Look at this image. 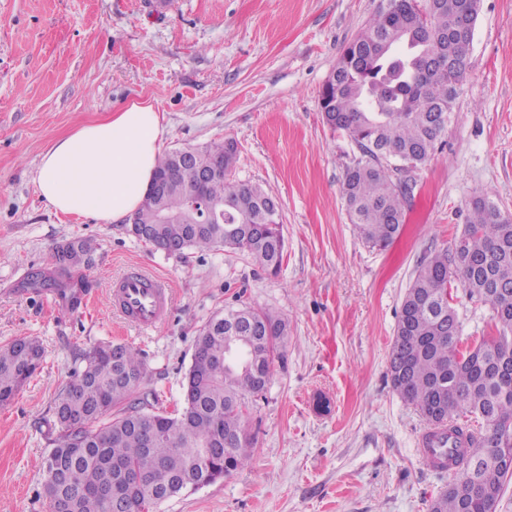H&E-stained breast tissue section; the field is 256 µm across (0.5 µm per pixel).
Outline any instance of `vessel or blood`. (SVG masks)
Instances as JSON below:
<instances>
[{
	"label": "vessel or blood",
	"mask_w": 512,
	"mask_h": 512,
	"mask_svg": "<svg viewBox=\"0 0 512 512\" xmlns=\"http://www.w3.org/2000/svg\"><path fill=\"white\" fill-rule=\"evenodd\" d=\"M110 293L113 310L125 323L145 332L157 328L172 307L166 281L137 267L114 281Z\"/></svg>",
	"instance_id": "1"
}]
</instances>
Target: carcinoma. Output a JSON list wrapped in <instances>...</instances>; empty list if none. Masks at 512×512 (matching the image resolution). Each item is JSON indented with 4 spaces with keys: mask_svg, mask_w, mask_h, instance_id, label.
<instances>
[{
    "mask_svg": "<svg viewBox=\"0 0 512 512\" xmlns=\"http://www.w3.org/2000/svg\"><path fill=\"white\" fill-rule=\"evenodd\" d=\"M469 0H380L361 35L345 49L339 83L324 85L322 96L334 110L331 129L345 132L360 153L345 173L343 197L350 223L372 247L385 248L405 223L412 187L393 178L425 164L448 125L458 86L467 73L424 68L432 46L453 41L459 12ZM238 154L232 139L201 146L193 167L219 162L223 174L202 185L204 201L224 203V223L193 232L188 224H159L157 210L184 213L189 181L176 177L154 203L136 211L137 225L154 248L245 249L276 272L284 257L280 213L275 198L256 185L230 179ZM178 167L174 152L158 159L155 177ZM453 253L431 255L418 269L402 302L390 354L392 385L430 426L441 429L436 447L455 469L430 512H490L512 479L501 459L512 456V380L486 370L512 362V302L503 305L493 285H512V220L492 201L472 203L471 215ZM65 259L51 270L27 274L25 287L53 295L66 293L77 307L90 288L73 270L92 264L94 246L74 238L63 244ZM459 281L470 298L489 305L499 335L474 349L457 350L458 317L448 288ZM257 343L225 359L224 324H207L195 340V355L183 384V406L172 415L154 412L130 397L147 375L139 353L126 345L98 344L79 354L80 367L61 395L48 429V455L41 460L45 483L52 482L49 456L63 463L57 493L67 512H112L99 494L106 473L138 471L142 485L120 512H154L181 492L184 479L208 476L215 482L244 468L253 438L245 416L270 372L276 342L286 321L249 306ZM43 357L30 336L0 347V406L9 403L33 376ZM480 421L469 429L462 417Z\"/></svg>",
    "mask_w": 512,
    "mask_h": 512,
    "instance_id": "carcinoma-1",
    "label": "carcinoma"
}]
</instances>
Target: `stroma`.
Listing matches in <instances>:
<instances>
[{"mask_svg": "<svg viewBox=\"0 0 512 512\" xmlns=\"http://www.w3.org/2000/svg\"><path fill=\"white\" fill-rule=\"evenodd\" d=\"M380 0H0V347L19 336L44 348L40 367L0 406V512H50L39 468L42 423L69 384L74 353L102 343L137 350L148 374L135 397L182 405L200 330L243 304L280 313L265 391L248 404L247 467L161 502L156 512H429L451 481L417 451L428 425L394 389L389 354L415 270L454 249L471 203L512 214V0H480L451 119L413 170L401 235L362 241L342 198L359 153L332 130L323 86ZM154 104L163 150L230 138L233 180L278 199L285 256L278 272L245 250L176 257L124 223L55 214L33 182L59 136L129 101ZM80 237L95 247L83 275L91 305L70 310L23 288ZM138 266L164 277L173 306L141 333L109 309L108 284ZM459 341L493 335L492 309L452 287Z\"/></svg>", "mask_w": 512, "mask_h": 512, "instance_id": "obj_1", "label": "stroma"}]
</instances>
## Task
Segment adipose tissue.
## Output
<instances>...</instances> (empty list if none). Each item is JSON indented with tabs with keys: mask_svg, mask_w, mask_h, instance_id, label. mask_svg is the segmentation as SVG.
<instances>
[{
	"mask_svg": "<svg viewBox=\"0 0 512 512\" xmlns=\"http://www.w3.org/2000/svg\"><path fill=\"white\" fill-rule=\"evenodd\" d=\"M164 133L151 102L131 101L107 119L57 138L41 156L37 191L64 216L126 219L149 190Z\"/></svg>",
	"mask_w": 512,
	"mask_h": 512,
	"instance_id": "adipose-tissue-1",
	"label": "adipose tissue"
}]
</instances>
